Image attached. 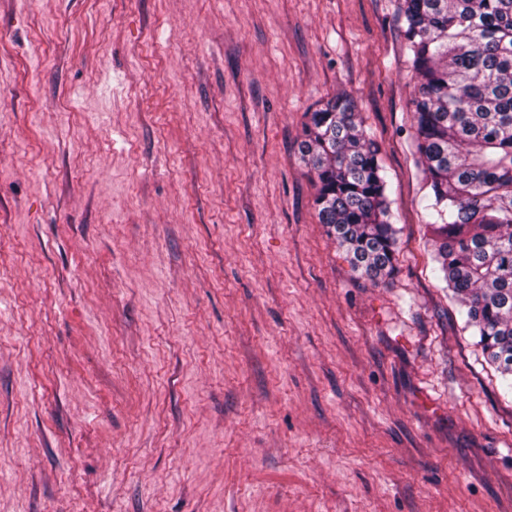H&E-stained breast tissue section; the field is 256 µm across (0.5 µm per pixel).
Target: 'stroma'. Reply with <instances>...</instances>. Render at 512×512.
<instances>
[{
  "label": "stroma",
  "instance_id": "35a3bbf8",
  "mask_svg": "<svg viewBox=\"0 0 512 512\" xmlns=\"http://www.w3.org/2000/svg\"><path fill=\"white\" fill-rule=\"evenodd\" d=\"M399 0H0V512H512L442 290ZM354 97L396 270L301 161Z\"/></svg>",
  "mask_w": 512,
  "mask_h": 512
}]
</instances>
